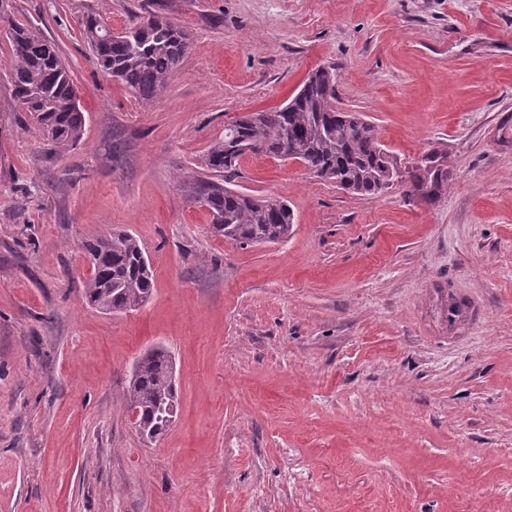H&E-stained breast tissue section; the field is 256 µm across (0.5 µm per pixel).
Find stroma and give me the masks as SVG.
Wrapping results in <instances>:
<instances>
[{"instance_id": "35a3bbf8", "label": "stroma", "mask_w": 512, "mask_h": 512, "mask_svg": "<svg viewBox=\"0 0 512 512\" xmlns=\"http://www.w3.org/2000/svg\"><path fill=\"white\" fill-rule=\"evenodd\" d=\"M13 6L58 46L85 131L43 144L0 34V512H512V0ZM153 9L192 44L145 107L82 19L120 31ZM320 67L402 163L447 152V189L361 196L245 155L235 188L287 201L293 229L214 234L181 179ZM115 230L143 243L154 290L110 315L85 299L82 246ZM157 345L178 403L150 441L121 395Z\"/></svg>"}]
</instances>
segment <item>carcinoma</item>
<instances>
[{"mask_svg": "<svg viewBox=\"0 0 512 512\" xmlns=\"http://www.w3.org/2000/svg\"><path fill=\"white\" fill-rule=\"evenodd\" d=\"M0 31L9 43L11 67L7 80L11 97L37 125L53 150L79 145L85 117L76 103V88L56 44L40 28L0 14ZM83 37L98 66L141 104L152 106L180 68L191 44L188 34L168 15L149 12L134 26L114 35L96 14L86 17ZM336 72H313L282 107L252 112L224 125L206 154L212 173L185 181L187 202L205 209L213 233L240 244H274L288 237L294 213L274 197L240 192L230 187L242 146L297 159L314 177L362 196L379 195L397 185L409 199L431 204L448 186V153L429 151L409 166L381 142L376 126L358 113L336 107ZM92 274L84 282L90 306L103 313L122 314L149 301L154 281L141 241L114 232L86 245ZM172 359L156 347L135 365L123 399L137 410L136 427L152 441L170 428L177 406Z\"/></svg>", "mask_w": 512, "mask_h": 512, "instance_id": "1", "label": "carcinoma"}]
</instances>
